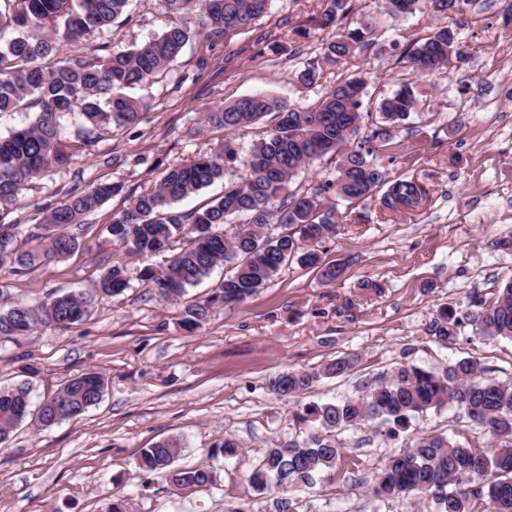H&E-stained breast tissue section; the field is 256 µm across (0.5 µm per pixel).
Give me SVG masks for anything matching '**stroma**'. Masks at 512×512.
<instances>
[{
	"label": "stroma",
	"mask_w": 512,
	"mask_h": 512,
	"mask_svg": "<svg viewBox=\"0 0 512 512\" xmlns=\"http://www.w3.org/2000/svg\"><path fill=\"white\" fill-rule=\"evenodd\" d=\"M324 7L323 0H273L270 13L250 27L192 39L170 71L133 89L149 103L138 124L104 134L66 171L45 172L9 218L22 242L43 206L63 203L69 190L119 181L126 194L88 217L78 231L80 251L0 282V294L34 305L55 293L94 290L107 263L121 258L108 231L113 212L128 206L129 194L154 188L163 168L223 139V129L203 123L209 107L259 91L310 106L359 73L367 81L363 109L376 112L409 76L400 56L445 21L427 9L394 18L377 0H351L344 24L371 21L376 36L336 65L324 57L334 33L323 23ZM127 12L104 35L118 50L173 21L161 0H131ZM461 16L462 58L418 81L417 109L399 131L405 148L396 169L423 183L429 197L399 212L371 203L358 223L340 218L336 239L324 247L326 260L349 261L340 281L326 285L317 271L288 264L244 301L215 308L190 333L178 323V304L160 301L139 277L144 266L165 265L167 255L133 256L121 258L127 289L100 297L85 322L0 336V387L28 383L33 404L84 373L105 380L100 402L81 417L50 427L27 420L0 446V512H108L116 490L125 512H232L241 505L271 512V495L254 493L243 476L273 443L305 437L293 417L299 401L357 394L403 364L441 371L466 357L512 382V340L478 337L468 328L447 345L426 333L440 304L487 295L512 275V250L492 245L512 238V24L493 0H468ZM311 66L319 80L297 84L295 74ZM420 122L435 143L419 146L411 128ZM367 280L380 283L382 293L363 289ZM350 357L356 364L349 374L321 378L303 399L280 400L268 391L276 374ZM227 435L239 441V455L212 456ZM172 436L183 440L178 466H211V486L178 490L159 481L142 490L134 469L140 450ZM407 438L383 436L374 420L345 430L338 440L362 462L360 483L340 493L321 481L300 492L301 512H395L371 499L364 481Z\"/></svg>",
	"instance_id": "stroma-1"
}]
</instances>
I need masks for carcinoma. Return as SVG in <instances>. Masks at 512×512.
<instances>
[{
	"label": "carcinoma",
	"mask_w": 512,
	"mask_h": 512,
	"mask_svg": "<svg viewBox=\"0 0 512 512\" xmlns=\"http://www.w3.org/2000/svg\"><path fill=\"white\" fill-rule=\"evenodd\" d=\"M130 0H0V33L15 36L0 44V112L35 110L27 126L0 137V280L22 277L43 261L66 258L82 241L70 231L107 200L124 193L119 182H97L71 194L62 204L44 207V231H32L24 248L17 245L15 224L7 206L50 169L64 170L79 152H91L101 136L135 126L148 102L127 90L155 81L178 60L193 38L205 33L221 37L245 28L266 15L272 0H162L172 15L195 16V25L172 24L128 50L102 41L91 56H66L63 47H79L109 29L125 14ZM324 20L345 15L350 0H326ZM442 13L450 23L415 43L400 59L415 77L438 71L449 58L461 57L462 36L452 19L464 0H380L394 17L408 16L420 3ZM375 35L366 23L339 33L327 44L325 58L340 63ZM365 80L352 77L336 84L313 107L289 105L267 93L239 98L206 113L205 124L234 132L267 116L275 123L252 145L242 162L237 143L225 137L213 149L159 174L154 189L134 197L109 222L113 240L129 256L159 253L179 243V251L161 269L145 267L141 278L156 296L170 302L228 263L230 274L202 302L184 303L180 324L189 332L200 328L219 305L240 302L266 285L295 261L312 268L324 283H334L349 260L328 262L322 247L337 235L339 203L349 206L378 202L398 212L417 208L428 198L426 187L408 176H393L403 144L398 128L415 112L414 82L402 83L379 107L378 120L359 135ZM76 114L83 130L72 140L60 118ZM334 163L335 178L311 192L291 189L298 175L323 161ZM216 181L223 195L206 205L181 212L176 204ZM243 217L235 224L232 219ZM288 232L273 236L272 224ZM128 286L126 266L114 260L97 292L117 296ZM98 297L77 292L50 296L37 305L11 302L0 308V335L27 336L40 324L69 329L84 321ZM482 337L512 339V276L488 297L464 306L442 305L427 327L438 342L453 343L464 328ZM354 360L338 358L317 369L279 373L269 380L279 399L299 396L324 376H341ZM103 377L95 372L68 381L44 400L39 421L53 425L84 414L102 398ZM456 408L468 428L450 435L421 431L409 438L406 450L385 457L370 478L375 498L402 509L426 502L433 512H512V383L487 375L479 360L462 358L442 372L402 365L391 376L364 386L358 396L336 402L300 406L296 419L311 423L307 437L267 448L245 481L255 492H274L275 512H298L293 493L314 488L325 477L347 487L359 471V460L343 453L341 432L367 420L381 419L386 435L409 428L412 419L429 410ZM30 390L24 384L0 388V444L27 418ZM182 439L169 437L140 451L136 466L145 476L142 487L160 477L176 488H203L214 482L208 465L175 467Z\"/></svg>",
	"instance_id": "1"
}]
</instances>
